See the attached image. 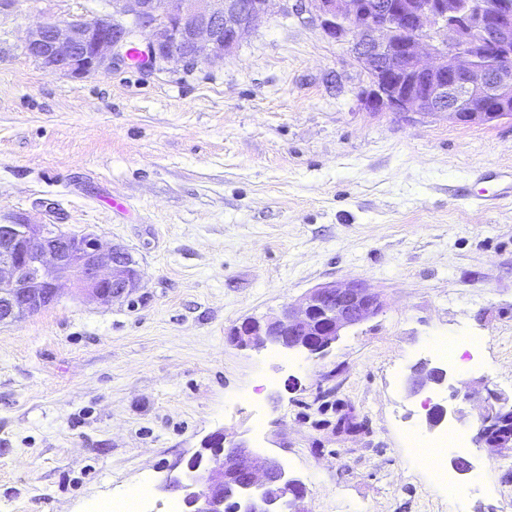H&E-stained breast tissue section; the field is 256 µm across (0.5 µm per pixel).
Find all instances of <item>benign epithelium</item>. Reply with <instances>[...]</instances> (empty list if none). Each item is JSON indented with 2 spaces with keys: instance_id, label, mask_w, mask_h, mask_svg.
Wrapping results in <instances>:
<instances>
[{
  "instance_id": "1",
  "label": "benign epithelium",
  "mask_w": 512,
  "mask_h": 512,
  "mask_svg": "<svg viewBox=\"0 0 512 512\" xmlns=\"http://www.w3.org/2000/svg\"><path fill=\"white\" fill-rule=\"evenodd\" d=\"M101 18L44 22L29 31L25 52L43 67L83 79L129 64V49L145 56L152 73L218 64L254 30L272 0H107ZM329 37L348 40L366 72L361 100L369 112H418L484 124L512 115V0H296ZM111 302L143 287L130 252L105 247L93 233H67L56 224L19 217L0 224V325L12 324L55 302L62 283ZM385 302L361 280L328 282L276 315L245 318L229 331L241 348L269 345L325 356L344 330L377 316ZM447 370L424 361L408 379L409 391L441 385ZM479 400L476 443L512 451V432L489 428L512 401L479 382L462 402ZM176 463L160 490L179 492L189 512H224V491L240 499L238 512H309L304 483L274 458L224 431L205 436Z\"/></svg>"
}]
</instances>
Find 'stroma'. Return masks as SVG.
Returning <instances> with one entry per match:
<instances>
[{
	"instance_id": "35a3bbf8",
	"label": "stroma",
	"mask_w": 512,
	"mask_h": 512,
	"mask_svg": "<svg viewBox=\"0 0 512 512\" xmlns=\"http://www.w3.org/2000/svg\"><path fill=\"white\" fill-rule=\"evenodd\" d=\"M107 11L0 10V224L95 233L144 273L132 299L65 284L0 327V512H98L145 482L148 512H170L168 466L217 430L280 461L311 512H512V453L449 450L470 464L453 500L404 440L433 433L426 400L480 380L512 397V198L471 199L478 174L512 172V117L366 111L350 45L275 5L191 70L73 79L24 51L44 21ZM352 279L385 307L324 358L230 343L244 318ZM436 336L484 343L461 368ZM426 360L452 383L409 394Z\"/></svg>"
}]
</instances>
